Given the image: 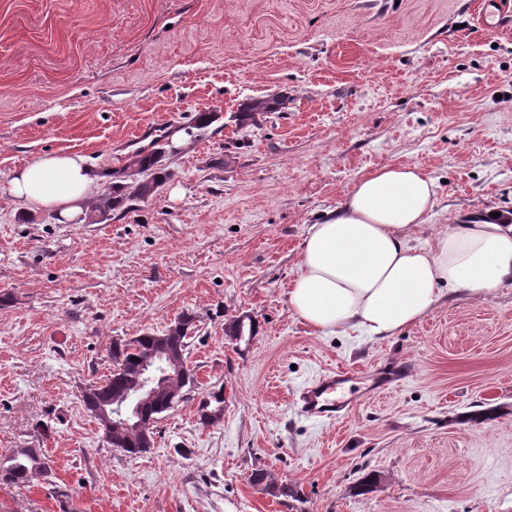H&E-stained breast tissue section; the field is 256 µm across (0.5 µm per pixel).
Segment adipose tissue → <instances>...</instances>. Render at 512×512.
Here are the masks:
<instances>
[{
  "mask_svg": "<svg viewBox=\"0 0 512 512\" xmlns=\"http://www.w3.org/2000/svg\"><path fill=\"white\" fill-rule=\"evenodd\" d=\"M100 181L84 156L52 152L14 169L7 193L14 204L70 220ZM435 197L434 179L415 164L361 177L330 217L309 226L288 290L291 311L323 334L385 339L422 320L442 290L478 297L512 286V224H466L413 244Z\"/></svg>",
  "mask_w": 512,
  "mask_h": 512,
  "instance_id": "adipose-tissue-1",
  "label": "adipose tissue"
}]
</instances>
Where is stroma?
I'll use <instances>...</instances> for the list:
<instances>
[{"label":"stroma","mask_w":512,"mask_h":512,"mask_svg":"<svg viewBox=\"0 0 512 512\" xmlns=\"http://www.w3.org/2000/svg\"><path fill=\"white\" fill-rule=\"evenodd\" d=\"M487 0H0V456L48 474L0 484V512H292L249 477L300 491L293 512H512V288L444 291L396 336L324 335L290 310L310 224L374 169L438 181L414 244L512 215V27ZM283 106L232 119L252 98ZM159 192L97 224L3 193L46 152L121 168L137 130L176 131ZM195 318L197 386L130 458L80 397L112 345ZM247 316L252 339L224 328ZM407 365L380 394L376 372ZM343 371L336 421L301 390ZM222 419L201 425L204 389ZM374 473V492L357 486ZM49 459L40 448H19L0 459V483L14 484L39 472H48Z\"/></svg>","instance_id":"obj_1"}]
</instances>
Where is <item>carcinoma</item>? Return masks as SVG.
<instances>
[{
  "label": "carcinoma",
  "instance_id": "1",
  "mask_svg": "<svg viewBox=\"0 0 512 512\" xmlns=\"http://www.w3.org/2000/svg\"><path fill=\"white\" fill-rule=\"evenodd\" d=\"M275 110V101L272 99L257 98L248 102L242 111L235 113L232 120L240 128L244 127L252 116L258 112H272ZM165 153L162 147L149 152L137 150L128 155L122 169L112 172L111 186L102 194L99 203L94 207V221L107 219L108 214L122 207L126 202L136 199H146L158 192L168 179L169 173L159 167ZM182 326L177 334L168 337V346L171 352L188 359V331L194 322V317L185 315L180 318ZM228 336H252L255 333L253 322H245V318L238 317L229 321L225 327ZM156 346L153 333H144L130 340L115 343L112 346L113 368L110 373L97 382L91 395L95 397H108L126 391L139 378L143 361ZM171 409L169 403L162 397L145 404L143 414L145 418L158 420L160 416ZM224 413V391L218 389L207 392L200 402V421L209 418L212 422L220 421ZM113 448L121 449L129 457L137 456L147 451L143 447L141 435L137 432H126L109 441ZM49 469V459L40 448H19L11 455L0 459V483L14 484L26 480L39 472ZM253 483L264 486L268 494L277 496L298 497V491L280 486L262 469H257L250 475Z\"/></svg>",
  "mask_w": 512,
  "mask_h": 512
}]
</instances>
